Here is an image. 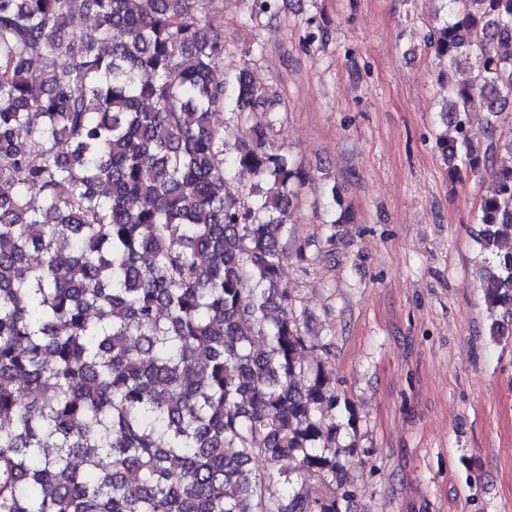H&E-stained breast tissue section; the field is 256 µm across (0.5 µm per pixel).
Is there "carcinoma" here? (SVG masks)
Here are the masks:
<instances>
[{
  "label": "carcinoma",
  "instance_id": "cac0c4a2",
  "mask_svg": "<svg viewBox=\"0 0 512 512\" xmlns=\"http://www.w3.org/2000/svg\"><path fill=\"white\" fill-rule=\"evenodd\" d=\"M219 2L0 0V512H351L355 415L280 284L311 173L255 121L248 68L215 78ZM251 2L257 23L278 0ZM437 2L428 48L479 70L437 146L455 180L490 171L483 305L512 343V0Z\"/></svg>",
  "mask_w": 512,
  "mask_h": 512
}]
</instances>
